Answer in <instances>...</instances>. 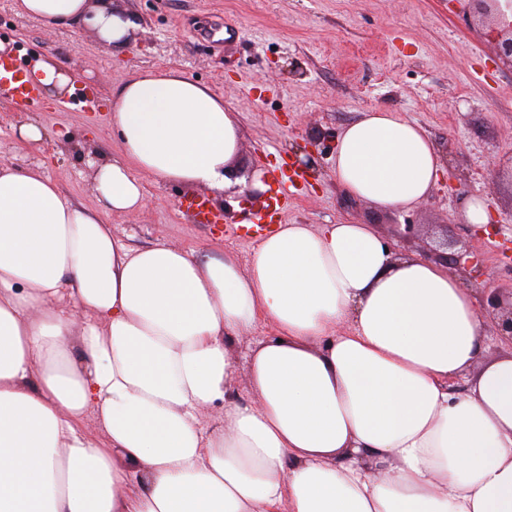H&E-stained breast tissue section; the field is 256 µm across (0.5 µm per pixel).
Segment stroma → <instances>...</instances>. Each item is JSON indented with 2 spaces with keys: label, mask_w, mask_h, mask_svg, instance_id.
Listing matches in <instances>:
<instances>
[{
  "label": "stroma",
  "mask_w": 512,
  "mask_h": 512,
  "mask_svg": "<svg viewBox=\"0 0 512 512\" xmlns=\"http://www.w3.org/2000/svg\"><path fill=\"white\" fill-rule=\"evenodd\" d=\"M141 24L125 46L99 41L88 24L47 33L0 0V41L24 59L54 58L93 89V111L58 112L56 97L18 111L0 98V164L47 161V173L80 206L95 208L92 163L120 146L108 100L135 72L176 71L210 87L236 113L241 128L233 161L237 179L223 191L185 188L145 178L146 204L107 216L113 233L134 248L167 243L212 249L247 268L255 245L225 226L250 223L264 204L255 176L275 155L307 157L309 185L284 214L288 224H370L397 255L433 257L443 240L480 269L463 285L488 308L495 292L512 289V68L495 58L493 40L462 0H115ZM394 110L417 122L448 153L447 172L420 203L381 209L351 198L333 172V148L362 113ZM39 121V148L17 128ZM325 137L314 147L315 134ZM484 198L488 233L463 217L466 201ZM217 200L223 222H200L190 198Z\"/></svg>",
  "instance_id": "obj_1"
}]
</instances>
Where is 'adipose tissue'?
Instances as JSON below:
<instances>
[{
  "label": "adipose tissue",
  "mask_w": 512,
  "mask_h": 512,
  "mask_svg": "<svg viewBox=\"0 0 512 512\" xmlns=\"http://www.w3.org/2000/svg\"><path fill=\"white\" fill-rule=\"evenodd\" d=\"M17 8L112 46L140 28L112 0ZM25 78L75 90L50 58ZM110 112L107 212L142 209L146 175L223 188L240 129L207 87L135 73ZM445 168L396 111L336 140L337 181L382 209L417 204ZM261 321L274 333L239 400L231 343ZM486 339L476 293L372 225H281L243 270L126 246L41 164L0 165V512H512V355L481 362Z\"/></svg>",
  "instance_id": "1"
}]
</instances>
